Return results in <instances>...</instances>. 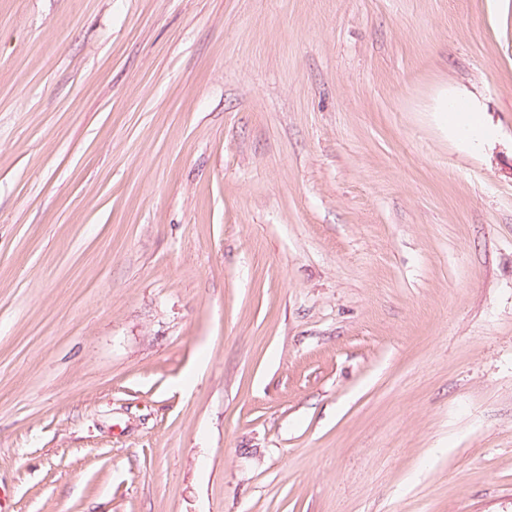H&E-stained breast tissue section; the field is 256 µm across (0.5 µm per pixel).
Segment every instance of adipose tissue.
<instances>
[{"label":"adipose tissue","mask_w":512,"mask_h":512,"mask_svg":"<svg viewBox=\"0 0 512 512\" xmlns=\"http://www.w3.org/2000/svg\"><path fill=\"white\" fill-rule=\"evenodd\" d=\"M432 110L441 124L469 148H482L493 138V129L485 119L483 106L463 90L442 91Z\"/></svg>","instance_id":"ef3b65f1"}]
</instances>
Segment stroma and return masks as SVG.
<instances>
[{
    "label": "stroma",
    "mask_w": 512,
    "mask_h": 512,
    "mask_svg": "<svg viewBox=\"0 0 512 512\" xmlns=\"http://www.w3.org/2000/svg\"><path fill=\"white\" fill-rule=\"evenodd\" d=\"M0 512H512V0H0ZM432 112L438 113L441 124L471 149L482 148L493 139V128L485 120L484 107L461 89L443 90Z\"/></svg>",
    "instance_id": "stroma-1"
}]
</instances>
